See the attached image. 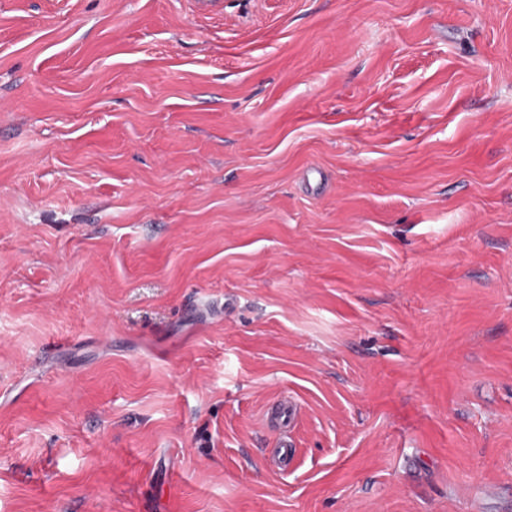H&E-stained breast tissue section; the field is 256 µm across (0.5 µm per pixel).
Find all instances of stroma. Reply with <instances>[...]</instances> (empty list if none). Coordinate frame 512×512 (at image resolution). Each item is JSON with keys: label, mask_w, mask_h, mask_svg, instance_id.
Here are the masks:
<instances>
[{"label": "stroma", "mask_w": 512, "mask_h": 512, "mask_svg": "<svg viewBox=\"0 0 512 512\" xmlns=\"http://www.w3.org/2000/svg\"><path fill=\"white\" fill-rule=\"evenodd\" d=\"M0 512H512V0H0ZM296 412L297 405L295 401L287 393H283L278 404L273 409L271 417L268 414L263 419L264 425L270 426L274 421L279 426L288 427L295 418Z\"/></svg>", "instance_id": "stroma-1"}]
</instances>
